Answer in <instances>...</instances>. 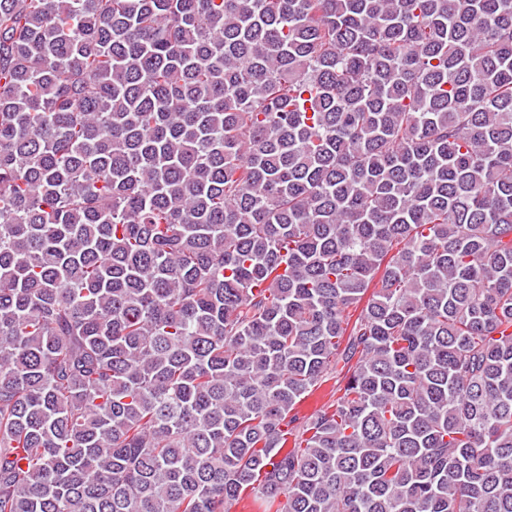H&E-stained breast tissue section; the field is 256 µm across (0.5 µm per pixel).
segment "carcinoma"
<instances>
[{
  "label": "carcinoma",
  "instance_id": "carcinoma-1",
  "mask_svg": "<svg viewBox=\"0 0 512 512\" xmlns=\"http://www.w3.org/2000/svg\"><path fill=\"white\" fill-rule=\"evenodd\" d=\"M246 497L512 512V0H0V512ZM338 376L328 382L324 383L320 388L315 390V392L310 395L306 401L303 403V407L306 411L311 412L315 408H319L323 404L331 403L336 400V397L340 394L336 393V388L338 387Z\"/></svg>",
  "mask_w": 512,
  "mask_h": 512
}]
</instances>
